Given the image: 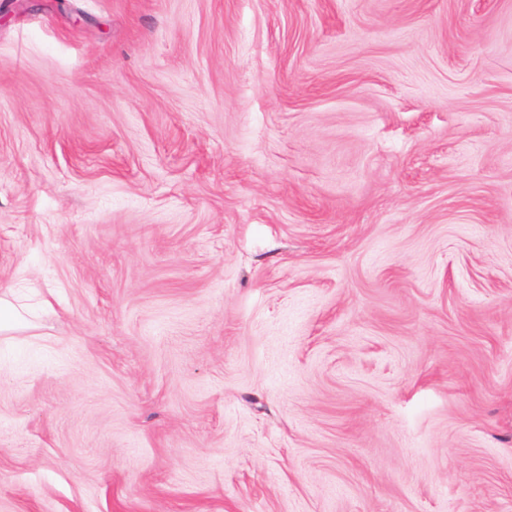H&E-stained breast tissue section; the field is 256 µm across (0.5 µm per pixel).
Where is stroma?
Returning a JSON list of instances; mask_svg holds the SVG:
<instances>
[{
    "instance_id": "obj_1",
    "label": "stroma",
    "mask_w": 512,
    "mask_h": 512,
    "mask_svg": "<svg viewBox=\"0 0 512 512\" xmlns=\"http://www.w3.org/2000/svg\"><path fill=\"white\" fill-rule=\"evenodd\" d=\"M0 512H512V0H0ZM12 295L11 286H2L0 284V332H9L17 329L20 326L28 328L33 327L25 317L22 316L20 311L10 301L9 297Z\"/></svg>"
}]
</instances>
